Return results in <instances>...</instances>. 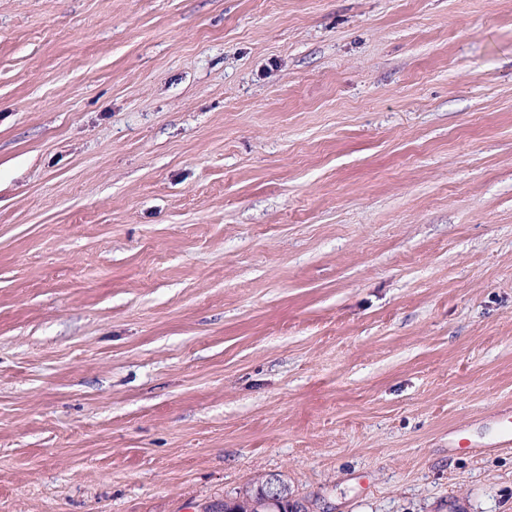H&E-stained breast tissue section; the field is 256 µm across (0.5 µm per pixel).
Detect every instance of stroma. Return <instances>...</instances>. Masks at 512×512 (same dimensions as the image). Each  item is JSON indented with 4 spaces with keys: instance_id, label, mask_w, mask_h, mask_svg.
I'll use <instances>...</instances> for the list:
<instances>
[{
    "instance_id": "obj_1",
    "label": "stroma",
    "mask_w": 512,
    "mask_h": 512,
    "mask_svg": "<svg viewBox=\"0 0 512 512\" xmlns=\"http://www.w3.org/2000/svg\"><path fill=\"white\" fill-rule=\"evenodd\" d=\"M512 0H0V512H512ZM272 479H265L260 482V484L251 492H247L242 499L235 501H224V510L223 512H293L294 510L293 504L286 500L284 503L279 505V509H272L270 511L268 507L264 504V496L265 502L268 505H276L277 502L282 501V499L287 498L288 494L285 486L279 483H269ZM269 485L267 486V484ZM267 486V493L264 495V491Z\"/></svg>"
}]
</instances>
